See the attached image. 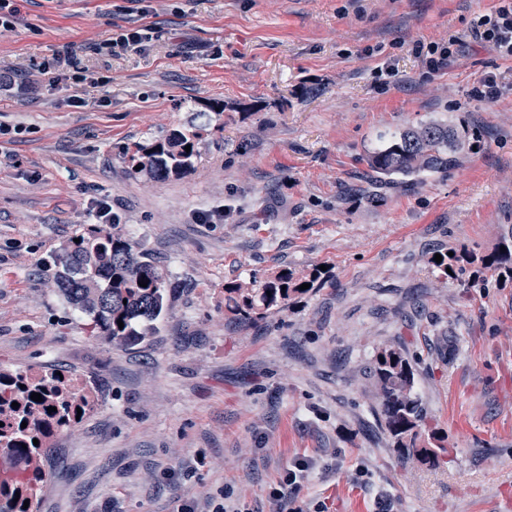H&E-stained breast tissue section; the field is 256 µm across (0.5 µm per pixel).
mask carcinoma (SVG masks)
Returning <instances> with one entry per match:
<instances>
[{"mask_svg": "<svg viewBox=\"0 0 512 512\" xmlns=\"http://www.w3.org/2000/svg\"><path fill=\"white\" fill-rule=\"evenodd\" d=\"M198 134L171 132L165 141L137 150L136 165L153 178L182 176L193 168ZM479 143V135L466 126L429 121L416 128L391 134L370 152L365 199L372 200L384 189L397 188L411 180L444 176L459 166L464 149ZM190 151H185V146ZM481 263L485 268L503 269L512 275V248L477 257L468 250L442 254L434 263L444 276L457 279L467 268ZM51 278L65 302L80 310L104 339L119 345H135L147 340L168 307L167 280L149 253L112 225L79 242L63 244L47 265ZM315 273L278 271L264 278L259 288L236 285L225 289L230 310L251 323L273 309H285L293 297L308 293L304 283H314ZM147 286L138 285L140 281ZM124 327H119L118 322ZM374 376L379 385L381 417L394 447L404 459L438 467L448 457V449L433 446L436 432L428 426L421 403L413 395L414 372L406 353L385 349L375 359ZM41 394L42 401L31 399ZM88 400L65 374L49 372H0V512H33L39 483L43 481L41 457L46 439L77 423L72 400ZM19 407L12 408V403ZM55 407L57 411L48 412ZM26 427H21L22 422ZM39 444H33V440ZM27 448H22V445ZM28 508H23L24 501Z\"/></svg>", "mask_w": 512, "mask_h": 512, "instance_id": "1", "label": "carcinoma"}]
</instances>
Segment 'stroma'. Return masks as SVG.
Here are the masks:
<instances>
[{
    "mask_svg": "<svg viewBox=\"0 0 512 512\" xmlns=\"http://www.w3.org/2000/svg\"><path fill=\"white\" fill-rule=\"evenodd\" d=\"M497 0H16L0 31V370L73 374L89 405L46 441L37 512H274L295 459L305 512H512V279L431 259L512 244V60L473 28ZM144 47L104 50L119 29ZM457 39L426 73L415 42ZM81 84L70 81L72 74ZM496 76L500 96L474 95ZM437 120L482 138L448 175L366 201L381 135ZM197 132L191 172L134 146ZM108 198L171 286L120 346L45 265ZM225 210L223 222L206 214ZM313 292L245 324L224 288L281 269ZM403 348L445 464L402 460L375 356Z\"/></svg>",
    "mask_w": 512,
    "mask_h": 512,
    "instance_id": "1",
    "label": "stroma"
}]
</instances>
